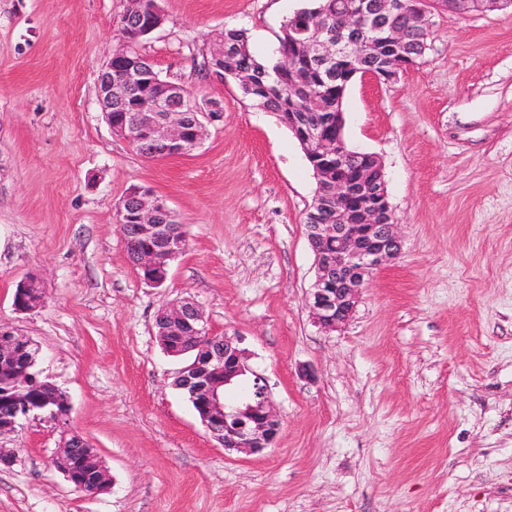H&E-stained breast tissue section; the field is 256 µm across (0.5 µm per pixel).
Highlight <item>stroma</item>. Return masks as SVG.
<instances>
[{
  "label": "stroma",
  "instance_id": "stroma-1",
  "mask_svg": "<svg viewBox=\"0 0 512 512\" xmlns=\"http://www.w3.org/2000/svg\"><path fill=\"white\" fill-rule=\"evenodd\" d=\"M157 3L165 23L139 50L193 93L205 126L167 160L113 137L96 99L126 0H0V322L35 344L111 478L76 490L48 464L58 426L32 417L0 436L16 452L0 512H512V12L436 14L420 65L353 80L344 138L380 158L404 246L326 331L305 305V152L199 70L227 29L270 55L306 0ZM137 186L186 235L159 286L117 224ZM32 274L45 303L15 311ZM182 297L241 338L281 419L272 447L223 449L175 386L185 361L154 321Z\"/></svg>",
  "mask_w": 512,
  "mask_h": 512
}]
</instances>
